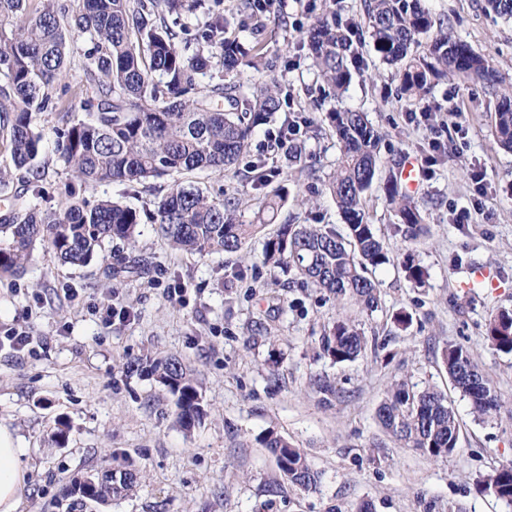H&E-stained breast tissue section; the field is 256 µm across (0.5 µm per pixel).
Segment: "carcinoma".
<instances>
[{"label":"carcinoma","instance_id":"1","mask_svg":"<svg viewBox=\"0 0 512 512\" xmlns=\"http://www.w3.org/2000/svg\"><path fill=\"white\" fill-rule=\"evenodd\" d=\"M201 0H82L71 14L59 0H0V112L12 118L6 144L13 165L31 174L28 190L41 194L42 133L33 114L59 113L56 148L85 186L99 183H145L174 173L227 170L249 152L255 129L281 108L278 82L270 77L251 96L224 83L236 75L243 59L262 66V46L246 49L228 36L230 22L218 9L196 38L195 48L184 38L182 16ZM486 10L512 19V0H486ZM368 19L378 56L396 68L403 92L421 98L431 79L445 74L473 77L499 90L493 135L512 150V86L504 85L490 60L456 41L443 30L414 53L420 37L432 32L435 21L421 0H370ZM88 35L84 71L95 97L73 98L62 104L54 93L63 75L70 39ZM305 45L324 81L342 92L349 85L350 65L356 62L353 28L321 18L306 32ZM218 80L202 81L213 67ZM84 112L80 119L76 113ZM336 135L340 158L327 189L344 216L347 235L319 224H282L263 247L264 263L290 275L293 283L323 289L341 304L346 299L361 308L378 307L376 284L368 267L391 262L383 241L367 222L366 195L380 170V134L362 112L343 110L326 115ZM389 205L398 217L395 229L406 241L425 230L423 217L389 171L385 181ZM285 197L267 193L250 222L242 219L235 191L212 197L176 182L155 204L157 231L176 249L205 257L214 252L236 253L266 224L274 223ZM140 214L110 199L91 200L75 187L55 210L32 204L12 209L0 218V278L20 276L33 251L49 250L73 267L90 263L105 243L135 242ZM409 280L421 286L426 269L406 253L402 262ZM487 340L496 350L512 353V311L503 310L487 324ZM367 341L354 321L339 318L324 336L323 350L337 363L362 356ZM442 364L454 387L470 401L479 418L500 411L501 402L471 353L462 346L442 352ZM166 387L175 399L176 419L188 430L203 415L194 374L178 359H154L129 365ZM387 434L403 446L442 459L458 448L459 422L447 398L433 387L423 389L401 380L387 392L377 410ZM262 444L275 456L288 480L301 488L316 482L306 455L270 432ZM131 471L96 472L74 480L71 492L106 504L132 489ZM484 490L512 505V463L479 480Z\"/></svg>","mask_w":512,"mask_h":512}]
</instances>
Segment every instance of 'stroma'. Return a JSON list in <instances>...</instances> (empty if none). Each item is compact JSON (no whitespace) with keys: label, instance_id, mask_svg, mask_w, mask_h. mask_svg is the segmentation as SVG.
Listing matches in <instances>:
<instances>
[{"label":"stroma","instance_id":"obj_1","mask_svg":"<svg viewBox=\"0 0 512 512\" xmlns=\"http://www.w3.org/2000/svg\"><path fill=\"white\" fill-rule=\"evenodd\" d=\"M241 0H220L243 45L256 38L254 20L240 14ZM452 39L491 59L512 83V24L484 9V0H422ZM367 0H275L261 22L266 60L281 89L282 107L256 128L251 149L224 172L195 171L189 181L216 196L239 192L244 218L252 220L266 189L286 197L275 224H320L344 231L345 223L325 184L339 146L326 113H365L381 135L380 159L394 165L408 156L421 167L412 203L428 232L415 243L427 271L423 286L401 266L406 242L383 180L367 197V217L392 261L373 270L378 307L367 312L338 305L329 294L287 285L262 260L264 226L235 254L199 257L174 250L151 222L154 204L171 181L140 185L105 183L91 188L136 209L134 244H106L88 265L62 264L36 250L27 273L0 278V336L26 329L31 351L0 347V427L28 448L30 492L24 512H512L481 490L478 478L512 462V354L495 350L486 325L512 309V152L492 135L496 96L481 81L453 74L434 80L423 100L408 99L392 68L378 59L367 21ZM336 16L352 25L357 64L343 95L320 76L306 49V29ZM461 103L462 128H442L449 100ZM430 105V124L410 113ZM314 169L288 166L275 145L287 120ZM43 134L39 164L42 197L26 192V171L15 169L0 144L7 186L0 196L58 207L76 177L56 150L57 117L35 115ZM441 126L440 150L429 141ZM266 158L268 185L254 184L249 164ZM484 173L479 194L472 171ZM468 208V223L453 216ZM407 313L409 327L394 318ZM355 320L368 340L365 354L334 363L322 337L339 317ZM472 354L502 403L480 420L455 389L441 362L448 345ZM175 357L199 381L204 414L190 430L175 422L173 396L128 362ZM433 386L448 397L460 421L457 450L434 460L388 436L376 408L395 381ZM67 437L55 446L60 424ZM275 432L304 451L317 474L314 485L291 484L260 438ZM136 472L127 495L108 504L68 494L73 478L103 468Z\"/></svg>","mask_w":512,"mask_h":512}]
</instances>
